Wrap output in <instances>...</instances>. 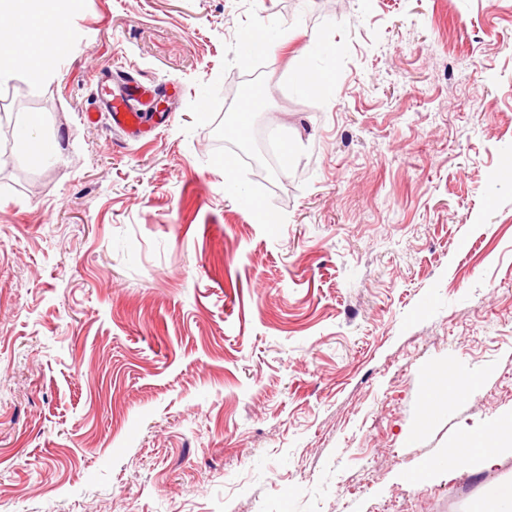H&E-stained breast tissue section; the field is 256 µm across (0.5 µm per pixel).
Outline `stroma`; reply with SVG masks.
<instances>
[{
  "mask_svg": "<svg viewBox=\"0 0 512 512\" xmlns=\"http://www.w3.org/2000/svg\"><path fill=\"white\" fill-rule=\"evenodd\" d=\"M64 14L48 78L0 83V512H483L492 473L442 461L512 420V0ZM107 71L168 126H87ZM241 77L294 152L261 182ZM33 112L56 163L3 131ZM448 364L472 386L424 421Z\"/></svg>",
  "mask_w": 512,
  "mask_h": 512,
  "instance_id": "stroma-1",
  "label": "stroma"
}]
</instances>
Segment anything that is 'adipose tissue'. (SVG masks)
<instances>
[{
	"instance_id": "ef3b65f1",
	"label": "adipose tissue",
	"mask_w": 512,
	"mask_h": 512,
	"mask_svg": "<svg viewBox=\"0 0 512 512\" xmlns=\"http://www.w3.org/2000/svg\"><path fill=\"white\" fill-rule=\"evenodd\" d=\"M9 18L17 30L23 53L15 63L24 69L31 82L44 80L48 72L44 56L47 44L56 42L65 27L56 0H0V18ZM512 455V424H498L485 432L480 440H466L448 451V466L478 465L485 470L498 466L504 455Z\"/></svg>"
}]
</instances>
